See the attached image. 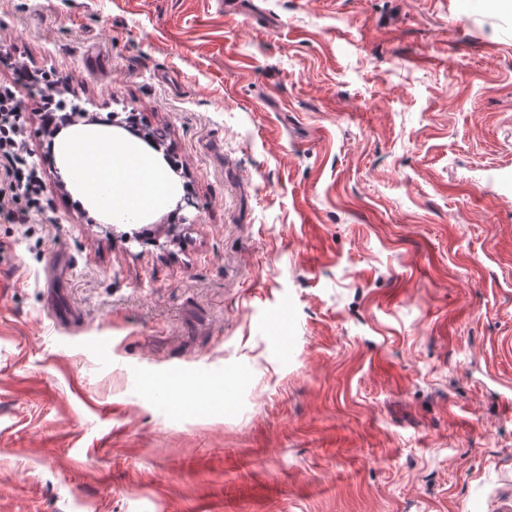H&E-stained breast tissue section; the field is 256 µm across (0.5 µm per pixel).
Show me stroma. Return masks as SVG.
I'll use <instances>...</instances> for the list:
<instances>
[{"label": "stroma", "mask_w": 512, "mask_h": 512, "mask_svg": "<svg viewBox=\"0 0 512 512\" xmlns=\"http://www.w3.org/2000/svg\"><path fill=\"white\" fill-rule=\"evenodd\" d=\"M62 76L177 165L129 240L27 120L48 208L0 217V512L512 500L511 10L0 0V91L29 107Z\"/></svg>", "instance_id": "1"}]
</instances>
